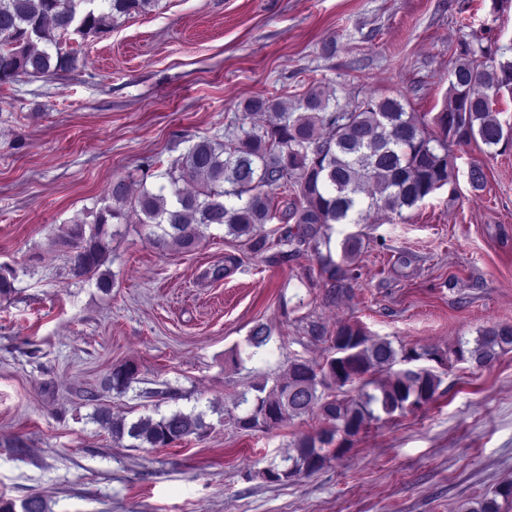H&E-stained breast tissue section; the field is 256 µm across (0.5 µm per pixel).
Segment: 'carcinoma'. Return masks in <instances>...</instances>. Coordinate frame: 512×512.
Masks as SVG:
<instances>
[{"mask_svg":"<svg viewBox=\"0 0 512 512\" xmlns=\"http://www.w3.org/2000/svg\"><path fill=\"white\" fill-rule=\"evenodd\" d=\"M160 0H0V85L21 75L43 77L75 67V51L63 45L70 36L97 37L122 17L147 14ZM512 48L474 37L458 44L448 70V104L433 118L407 110L402 97L369 98L350 112H330L329 94L312 87L304 98L305 112L283 111L269 98L249 100L245 114L270 112L273 119L262 132L240 129L224 143L202 140L182 161L193 186L182 188V177L170 175L169 196L142 188L131 197L124 179L112 183V204L95 223L70 224L64 239L74 248L70 273L96 279L100 289L112 288L103 266L108 260L110 226L139 216L155 245L164 250L175 243L185 249L198 246L205 230L223 225L236 237H247L252 252L269 249L264 225L279 218L276 188L291 196L294 225L283 241L294 251L320 253L329 245L324 229L332 224H359L374 208L400 214L448 185L452 178L448 147L480 143L491 154L506 145V127L493 115L495 99L512 94ZM265 324L255 325L248 345L261 349L271 341ZM512 351V325L499 324L479 331L474 346L461 341L453 351L459 361L486 366ZM442 362L436 352L395 349L386 339L373 338L351 324L336 329L332 355L320 365L304 360L288 363L286 374L268 384L249 386L236 406H245L234 425L241 431H259L316 414L330 427L301 435L285 465L271 464L257 472L267 482L286 484L300 475L321 470L350 448V438L376 419L379 410L391 416L433 401L442 379L422 367L396 372L374 384L371 376L389 371L398 362ZM131 364L112 367L107 389L124 393L136 380ZM359 384V397L339 398L333 391ZM92 420L113 438H129L141 447L166 448L191 435L206 432L205 413L175 411L158 419L141 416L133 421L114 417L106 406L96 407Z\"/></svg>","mask_w":512,"mask_h":512,"instance_id":"carcinoma-1","label":"carcinoma"}]
</instances>
